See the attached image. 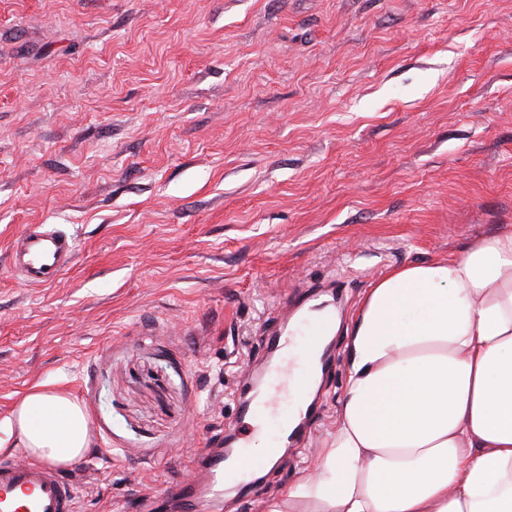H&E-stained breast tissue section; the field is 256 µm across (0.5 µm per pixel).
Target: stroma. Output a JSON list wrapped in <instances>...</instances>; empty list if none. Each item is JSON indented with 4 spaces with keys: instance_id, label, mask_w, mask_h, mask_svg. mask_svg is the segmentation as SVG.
<instances>
[{
    "instance_id": "stroma-1",
    "label": "stroma",
    "mask_w": 512,
    "mask_h": 512,
    "mask_svg": "<svg viewBox=\"0 0 512 512\" xmlns=\"http://www.w3.org/2000/svg\"><path fill=\"white\" fill-rule=\"evenodd\" d=\"M32 224L77 242L47 286L11 270ZM502 224L512 0H0V418L85 404L77 512L169 498L331 280L310 437L224 500L264 512L336 432L369 288Z\"/></svg>"
}]
</instances>
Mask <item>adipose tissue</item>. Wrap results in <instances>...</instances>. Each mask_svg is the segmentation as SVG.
Returning <instances> with one entry per match:
<instances>
[{
	"label": "adipose tissue",
	"mask_w": 512,
	"mask_h": 512,
	"mask_svg": "<svg viewBox=\"0 0 512 512\" xmlns=\"http://www.w3.org/2000/svg\"><path fill=\"white\" fill-rule=\"evenodd\" d=\"M348 352L334 437L266 512H512V225L380 278ZM93 445L51 382L0 419V454L65 468Z\"/></svg>",
	"instance_id": "1"
}]
</instances>
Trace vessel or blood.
I'll list each match as a JSON object with an SVG mask.
<instances>
[{
    "label": "vessel or blood",
    "mask_w": 512,
    "mask_h": 512,
    "mask_svg": "<svg viewBox=\"0 0 512 512\" xmlns=\"http://www.w3.org/2000/svg\"><path fill=\"white\" fill-rule=\"evenodd\" d=\"M14 265L27 283H55L76 263L77 244L67 233L34 225L12 245ZM319 328L303 348L304 364L290 363L288 354L296 342L294 332L273 335L269 347L277 356L261 388L241 389L237 414L224 440L209 443L191 462L189 478L175 493L177 512H220L229 488L247 493V476L258 461H270L282 448L301 442L305 421L319 403L312 393V377L328 369L320 349L335 320L324 303L310 307ZM261 437L265 452L254 459L248 451L251 436ZM0 512H75V491L49 463L29 461L17 454L0 460Z\"/></svg>",
    "instance_id": "obj_1"
}]
</instances>
